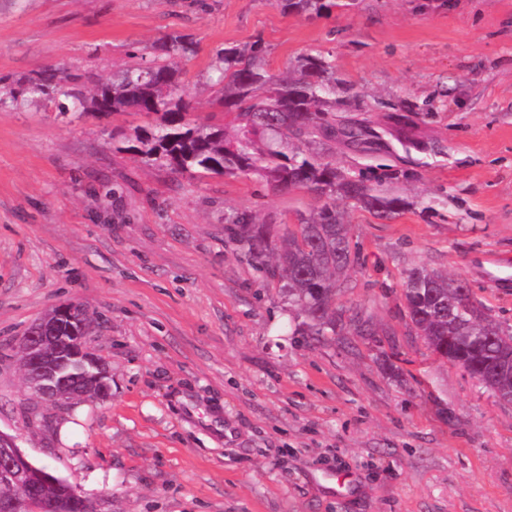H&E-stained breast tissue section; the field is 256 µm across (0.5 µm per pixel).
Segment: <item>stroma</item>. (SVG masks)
I'll use <instances>...</instances> for the list:
<instances>
[{
	"instance_id": "obj_1",
	"label": "stroma",
	"mask_w": 512,
	"mask_h": 512,
	"mask_svg": "<svg viewBox=\"0 0 512 512\" xmlns=\"http://www.w3.org/2000/svg\"><path fill=\"white\" fill-rule=\"evenodd\" d=\"M175 32L197 43L189 116L217 125V50L262 40L275 75L329 57L337 118L370 135L322 153L409 206L385 219L336 199L360 262L335 299L344 330L317 340L225 223L291 224L314 194L123 150L152 113L0 109V431L96 512H512V403L432 354L403 300L425 266L512 326V0H354L313 19L274 0H0V85L66 67L85 92ZM404 103L410 141L390 122ZM69 302L110 392L61 406L27 387L18 346Z\"/></svg>"
}]
</instances>
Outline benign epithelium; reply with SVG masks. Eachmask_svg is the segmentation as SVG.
Masks as SVG:
<instances>
[{"label": "benign epithelium", "mask_w": 512, "mask_h": 512, "mask_svg": "<svg viewBox=\"0 0 512 512\" xmlns=\"http://www.w3.org/2000/svg\"><path fill=\"white\" fill-rule=\"evenodd\" d=\"M76 308L75 303L56 307L41 318L23 339L30 368L39 382L38 389L46 398L64 390L76 375L87 373L89 367L101 370V378L108 376L101 362L84 347L90 328H82L83 335L73 341L59 335L60 320L73 315ZM33 468L35 465L20 450L16 438L0 431V479L16 480L24 471Z\"/></svg>", "instance_id": "benign-epithelium-1"}]
</instances>
